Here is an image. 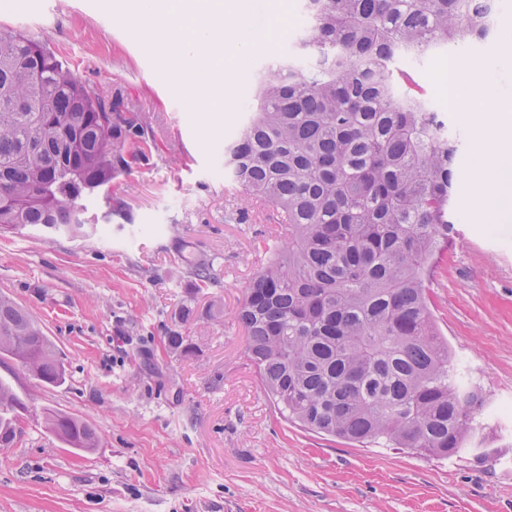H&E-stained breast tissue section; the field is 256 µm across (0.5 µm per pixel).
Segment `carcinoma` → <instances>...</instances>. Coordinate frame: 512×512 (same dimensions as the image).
Wrapping results in <instances>:
<instances>
[{
	"label": "carcinoma",
	"mask_w": 512,
	"mask_h": 512,
	"mask_svg": "<svg viewBox=\"0 0 512 512\" xmlns=\"http://www.w3.org/2000/svg\"><path fill=\"white\" fill-rule=\"evenodd\" d=\"M491 0H305L302 54L260 75L246 116L224 145V170L244 198L288 215V243L267 258L238 318L247 358L287 422L361 444L446 459L486 455L479 387L452 364L432 314L442 270L460 138L409 87L411 63L493 32ZM112 102L81 82L43 43L0 26V236L27 226L86 238L84 200L109 194L143 153ZM192 274L197 291L214 280ZM41 381L64 379L49 337L0 295V335ZM0 447L18 439L0 380ZM69 447L104 446L88 422L52 413Z\"/></svg>",
	"instance_id": "carcinoma-1"
}]
</instances>
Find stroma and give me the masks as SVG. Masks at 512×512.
<instances>
[{"label": "stroma", "instance_id": "obj_1", "mask_svg": "<svg viewBox=\"0 0 512 512\" xmlns=\"http://www.w3.org/2000/svg\"><path fill=\"white\" fill-rule=\"evenodd\" d=\"M119 0H11L0 25L42 40L77 77L149 134L147 156L90 197L88 241L33 229L0 236V294L59 349L51 386L0 355V379L25 406L23 433L0 449V512H512V218L472 211L456 181V238L430 286L437 327L460 372L488 398V453L448 459L362 446L287 424L247 359L237 310L279 227L270 206L245 207L224 175V144L243 119L258 72L290 55L303 0H268L267 30L248 41L228 80H188L161 13L123 16ZM496 63L487 92L512 97V10L496 31L421 63L431 103L448 99V59ZM464 96L449 122L475 149ZM215 284L199 292L191 262ZM177 332L193 347L169 349ZM92 424L104 441L69 448L45 411Z\"/></svg>", "mask_w": 512, "mask_h": 512}]
</instances>
